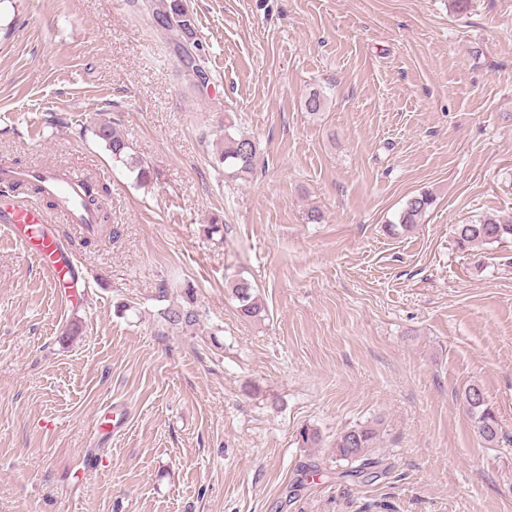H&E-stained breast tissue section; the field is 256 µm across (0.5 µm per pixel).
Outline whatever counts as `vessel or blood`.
I'll list each match as a JSON object with an SVG mask.
<instances>
[{
	"label": "vessel or blood",
	"mask_w": 512,
	"mask_h": 512,
	"mask_svg": "<svg viewBox=\"0 0 512 512\" xmlns=\"http://www.w3.org/2000/svg\"><path fill=\"white\" fill-rule=\"evenodd\" d=\"M34 185L41 195L56 199L57 213L79 234L93 230L94 216L85 206L86 182L68 168H22L0 160V222L10 225L14 236L34 251L52 281L64 282L68 269L61 259L63 242L47 226L45 214L14 195V188Z\"/></svg>",
	"instance_id": "b4317fda"
}]
</instances>
